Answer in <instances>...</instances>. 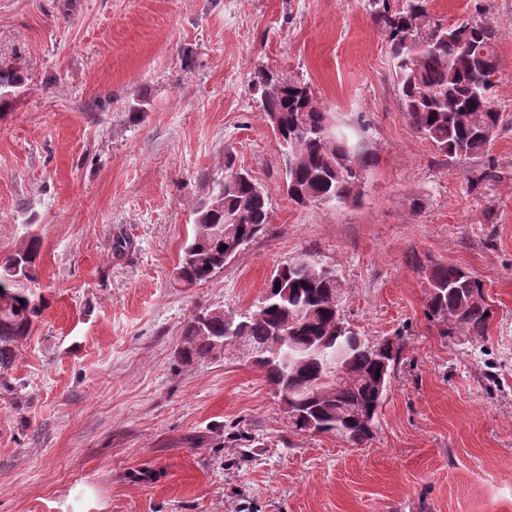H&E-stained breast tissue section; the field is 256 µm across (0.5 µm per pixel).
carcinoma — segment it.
I'll list each match as a JSON object with an SVG mask.
<instances>
[{"instance_id":"1","label":"carcinoma","mask_w":512,"mask_h":512,"mask_svg":"<svg viewBox=\"0 0 512 512\" xmlns=\"http://www.w3.org/2000/svg\"><path fill=\"white\" fill-rule=\"evenodd\" d=\"M429 0H405L392 8L390 0H368L377 23L390 43L393 77L404 112L412 128L432 143L444 157L457 162L483 155L503 128L502 112L496 106L498 68L496 33L484 20L469 16L448 25L428 11ZM438 30L463 32L481 41L484 54L471 57L457 37L436 36ZM20 82L17 72L0 67V112L9 108V89ZM252 85L260 93L263 116L278 115V136L288 198L299 206L334 207L357 199L370 156L359 147L338 138L321 137L325 128L335 129V120L317 96H307L309 84L283 78L269 71L254 74ZM194 232L183 247L175 280L196 285L209 281L224 268L225 250L238 252L270 223L267 194L247 173L233 176L225 164L224 179L194 209ZM227 248H222V245ZM39 242L32 237L0 261V388L11 391L10 374L18 361L19 344L33 333L41 313L34 289L15 280L13 270L38 283L36 258ZM426 314L445 325L441 333L458 331L482 338L492 318L480 279L456 266H435L428 275ZM348 290L336 271L311 256L277 267L263 295L233 325L224 321V311L199 313L183 327L181 357L187 363L224 358V337L238 332L248 341L275 343L276 331L296 317L295 342L306 345L322 340L326 348H348V370L356 376L350 383H318L325 359L304 356L283 370L278 362L244 357L264 371L266 381L294 395L316 389L315 400L302 408L320 432L334 433L351 445L369 440L373 430L360 417H378L384 395L376 391L374 378L381 369L375 347L359 333L338 329L337 308Z\"/></svg>"}]
</instances>
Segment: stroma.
<instances>
[{
  "label": "stroma",
  "instance_id": "stroma-1",
  "mask_svg": "<svg viewBox=\"0 0 512 512\" xmlns=\"http://www.w3.org/2000/svg\"><path fill=\"white\" fill-rule=\"evenodd\" d=\"M477 5L504 128L459 166L411 127L367 0H0V66L20 77L0 112V257L39 240L44 305L0 398V512H512V0L429 11ZM261 69L305 79L360 131L358 201H289ZM229 155L270 224L178 285ZM306 254L335 268L361 335L403 338L360 448L293 431L256 366L178 354L192 314L247 309ZM437 265L483 282V338L428 319Z\"/></svg>",
  "mask_w": 512,
  "mask_h": 512
}]
</instances>
